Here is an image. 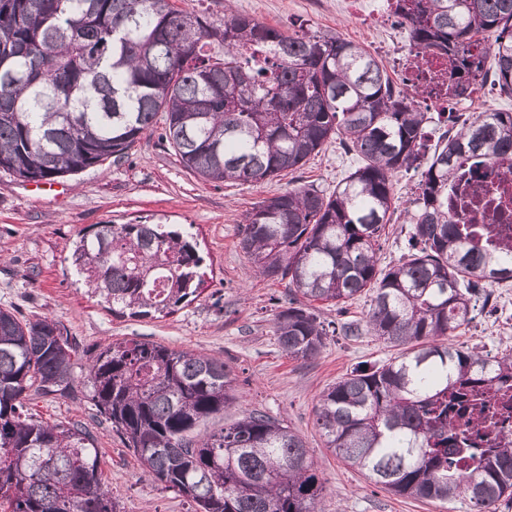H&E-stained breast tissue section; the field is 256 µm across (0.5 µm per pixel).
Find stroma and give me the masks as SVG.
<instances>
[{
  "instance_id": "stroma-1",
  "label": "stroma",
  "mask_w": 512,
  "mask_h": 512,
  "mask_svg": "<svg viewBox=\"0 0 512 512\" xmlns=\"http://www.w3.org/2000/svg\"><path fill=\"white\" fill-rule=\"evenodd\" d=\"M183 11L222 23L226 7L249 14L288 33L307 29L337 34L362 44L385 67L394 83L403 74L398 57L410 48L406 27L356 24L336 0H174ZM362 160L338 141L325 144L299 170L260 184L204 181L183 167L174 150L157 137H142L125 164L85 170L45 183L24 182L0 171V307L24 317H51L74 336V361L83 377L89 350L114 341L156 342L177 350L212 355L229 363L237 376L236 401L211 419L207 430L231 424L243 411L258 410L284 420L304 440L326 490L317 512H470L468 501L450 503L399 497L370 484L324 445L315 424L319 395L356 366L381 363L399 348L372 336L366 326L370 304L361 295L344 304L320 302L316 312L330 328L322 352L304 361L288 357L274 332L285 283L257 275L238 246L246 211L289 188L311 185L332 192ZM420 170L394 179L395 212L378 241L380 267L396 264L406 250L410 226L405 212L416 197ZM187 226L204 258L200 295L160 319L114 317L70 274L77 234L93 224L139 222ZM471 320L453 336L456 345L496 355L512 354V282L485 285L472 300ZM40 420L86 422L96 438L102 478L120 512H194L186 498L142 477L132 450L109 423L98 422L91 392L79 386L73 400L38 398L31 403Z\"/></svg>"
}]
</instances>
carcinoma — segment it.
<instances>
[{"instance_id": "1", "label": "carcinoma", "mask_w": 512, "mask_h": 512, "mask_svg": "<svg viewBox=\"0 0 512 512\" xmlns=\"http://www.w3.org/2000/svg\"><path fill=\"white\" fill-rule=\"evenodd\" d=\"M395 15L416 49L452 60L448 100L489 75L512 98V0H397ZM488 31L490 46L474 40ZM420 94L400 90L358 43L290 35L230 7L216 25L172 0H0V169L22 181L120 165L147 134L206 182L270 180L333 138L363 159L331 194L302 186L256 203L238 246L260 276L288 281L275 318L288 356L314 359L325 346L312 303L345 304L367 288L369 331L404 347L323 391L315 416L326 448L394 495L498 512L512 500V440L478 428L512 417L508 402L481 400L488 381L512 388V355L449 337L483 285L512 281V250L480 246L448 186L460 156L487 163L512 153V111L463 122L449 112L448 130L429 145ZM424 158L407 252L380 269L393 179ZM202 263L169 224H94L71 255L92 296L138 319L197 298ZM76 351L55 319L0 307V512H119L89 427L28 410L33 397H75ZM235 381L220 358L134 340L98 349L84 375L144 476L196 512H315L323 483L282 421L250 411L218 433L198 432L232 404Z\"/></svg>"}]
</instances>
